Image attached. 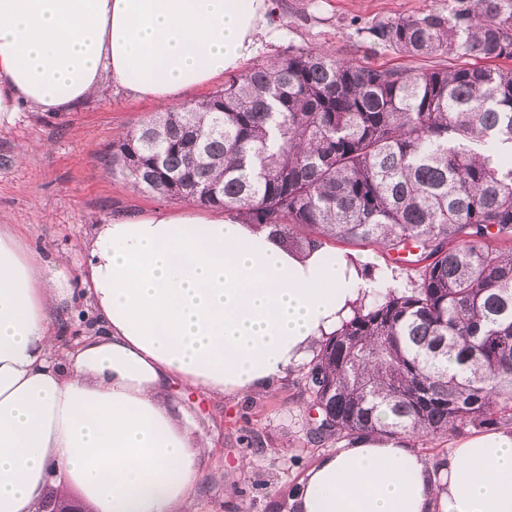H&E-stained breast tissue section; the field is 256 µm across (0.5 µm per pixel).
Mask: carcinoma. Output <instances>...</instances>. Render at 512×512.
Returning <instances> with one entry per match:
<instances>
[{"instance_id":"carcinoma-1","label":"carcinoma","mask_w":512,"mask_h":512,"mask_svg":"<svg viewBox=\"0 0 512 512\" xmlns=\"http://www.w3.org/2000/svg\"><path fill=\"white\" fill-rule=\"evenodd\" d=\"M371 42L462 64L377 69L291 50L148 119L109 164L140 192L420 269L328 338L305 388L315 442L444 435L512 416V0L380 20Z\"/></svg>"}]
</instances>
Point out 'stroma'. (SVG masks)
<instances>
[{
	"label": "stroma",
	"mask_w": 512,
	"mask_h": 512,
	"mask_svg": "<svg viewBox=\"0 0 512 512\" xmlns=\"http://www.w3.org/2000/svg\"><path fill=\"white\" fill-rule=\"evenodd\" d=\"M280 36L247 60L254 67L290 49L323 51L372 68L421 71L453 66L448 56L408 57L371 43L373 22L427 14L448 0H271ZM164 103L132 98L110 78L69 112L21 105L0 116V224H13L47 260L65 258L78 270L95 225L128 213L182 208L177 199L136 192L112 174L113 141ZM307 365L289 371L271 389L240 400L213 397L171 384L195 434L212 445L204 478L181 512H291L290 495L318 459L339 448L310 437L314 411L304 391Z\"/></svg>",
	"instance_id": "1"
}]
</instances>
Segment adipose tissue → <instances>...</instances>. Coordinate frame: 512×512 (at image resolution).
I'll return each instance as SVG.
<instances>
[{"label": "adipose tissue", "mask_w": 512, "mask_h": 512, "mask_svg": "<svg viewBox=\"0 0 512 512\" xmlns=\"http://www.w3.org/2000/svg\"><path fill=\"white\" fill-rule=\"evenodd\" d=\"M270 0H0V115L70 110L103 75L134 98L180 106L275 38ZM92 325L62 345L73 294L0 225V512H35L49 488L83 512H176L209 444L167 397L172 380L243 398L395 283L384 266L192 206L94 227L80 271ZM292 512H512V429L454 441L429 464L411 436L363 434L319 458Z\"/></svg>", "instance_id": "ef3b65f1"}]
</instances>
